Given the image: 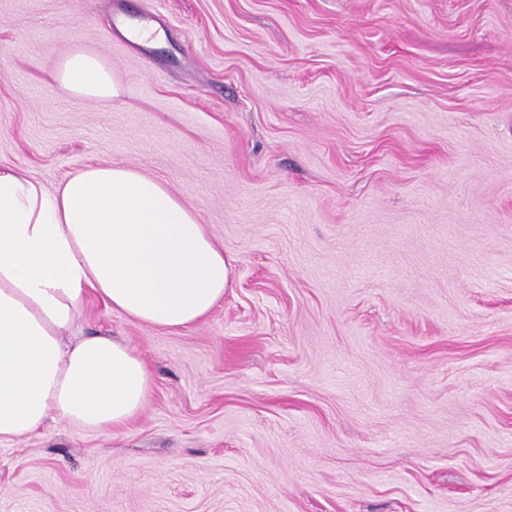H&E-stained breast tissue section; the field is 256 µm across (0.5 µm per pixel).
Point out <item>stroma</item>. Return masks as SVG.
<instances>
[{"mask_svg":"<svg viewBox=\"0 0 512 512\" xmlns=\"http://www.w3.org/2000/svg\"><path fill=\"white\" fill-rule=\"evenodd\" d=\"M76 46L112 101L52 81ZM112 163L233 283L177 330L92 302L150 398L0 442V512H512V0H0V166Z\"/></svg>","mask_w":512,"mask_h":512,"instance_id":"35a3bbf8","label":"stroma"}]
</instances>
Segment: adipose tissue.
<instances>
[{
    "label": "adipose tissue",
    "instance_id": "adipose-tissue-1",
    "mask_svg": "<svg viewBox=\"0 0 512 512\" xmlns=\"http://www.w3.org/2000/svg\"><path fill=\"white\" fill-rule=\"evenodd\" d=\"M53 79L75 98L118 94L80 47ZM231 285L223 245L160 179L94 164L49 191L0 169V441L51 418L109 432L144 407L151 371L127 344L83 333L91 300L170 330L207 318Z\"/></svg>",
    "mask_w": 512,
    "mask_h": 512
}]
</instances>
